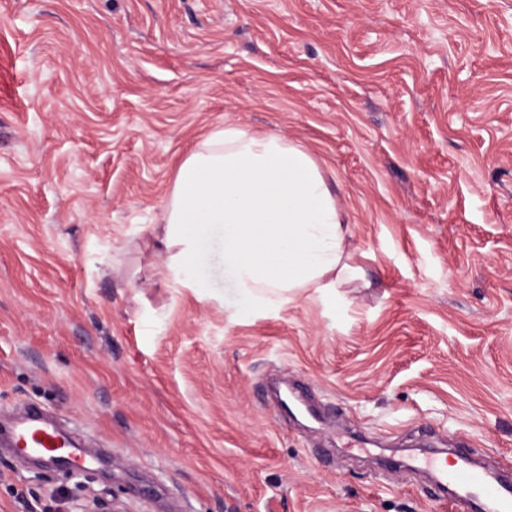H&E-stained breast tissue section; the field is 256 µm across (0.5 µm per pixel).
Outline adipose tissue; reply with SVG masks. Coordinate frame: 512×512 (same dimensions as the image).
Masks as SVG:
<instances>
[{"mask_svg":"<svg viewBox=\"0 0 512 512\" xmlns=\"http://www.w3.org/2000/svg\"><path fill=\"white\" fill-rule=\"evenodd\" d=\"M162 221L171 276L192 289L210 232L223 229L224 273L243 314L309 289L332 302L361 272L315 160L274 132L227 125L205 136L180 163Z\"/></svg>","mask_w":512,"mask_h":512,"instance_id":"1","label":"adipose tissue"}]
</instances>
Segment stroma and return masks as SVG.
Wrapping results in <instances>:
<instances>
[{"instance_id":"35a3bbf8","label":"stroma","mask_w":512,"mask_h":512,"mask_svg":"<svg viewBox=\"0 0 512 512\" xmlns=\"http://www.w3.org/2000/svg\"><path fill=\"white\" fill-rule=\"evenodd\" d=\"M233 123L317 161L364 272L237 318L152 232ZM112 462L0 449V512H449L376 439L512 465V0H0V410Z\"/></svg>"}]
</instances>
